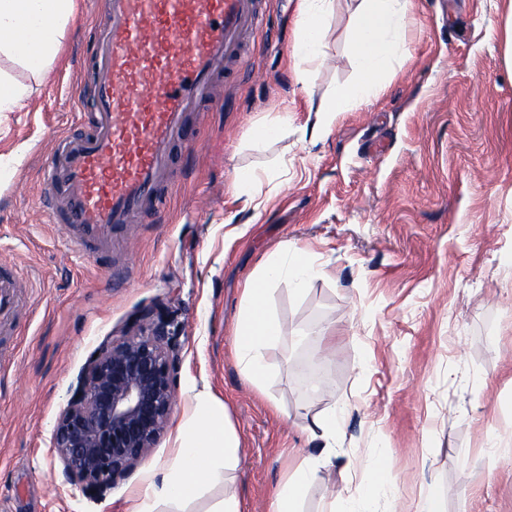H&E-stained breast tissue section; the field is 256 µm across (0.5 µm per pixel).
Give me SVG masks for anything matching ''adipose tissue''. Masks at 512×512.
Here are the masks:
<instances>
[{"instance_id": "ef3b65f1", "label": "adipose tissue", "mask_w": 512, "mask_h": 512, "mask_svg": "<svg viewBox=\"0 0 512 512\" xmlns=\"http://www.w3.org/2000/svg\"><path fill=\"white\" fill-rule=\"evenodd\" d=\"M75 0H0V60L28 73L32 81L46 83L66 37ZM412 0H358L350 31V59L354 81L339 87L317 109L311 130L323 138L345 112H354L383 92L381 77L406 41L407 17ZM335 0H296L294 64L302 87H309L311 67L323 56L324 29ZM316 273L309 255L294 246L280 248L259 267L234 327L235 357L255 390H263L271 367L267 350L288 333L267 311L272 284L289 279L304 291ZM318 452L302 454L276 494L273 512H299L303 491L322 467L338 454L339 425L335 415L316 416L309 428ZM174 451L163 464L144 467L142 483L133 489L127 512H153L157 502L177 503L211 485H223L224 495L209 512H242L232 474L239 465L241 441L228 409L209 391L189 390L184 416L174 438Z\"/></svg>"}]
</instances>
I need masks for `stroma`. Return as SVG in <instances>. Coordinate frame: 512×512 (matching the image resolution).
<instances>
[{"instance_id": "obj_1", "label": "stroma", "mask_w": 512, "mask_h": 512, "mask_svg": "<svg viewBox=\"0 0 512 512\" xmlns=\"http://www.w3.org/2000/svg\"><path fill=\"white\" fill-rule=\"evenodd\" d=\"M355 0H335L325 64L302 92L293 64L294 0H271L250 75L224 84L205 152L177 148L181 176L164 216L147 213L127 251L77 259L36 209L54 131L93 110L84 71L107 0H75L47 84L23 112H0V262L22 275L25 308L0 335V512H126L133 473L103 499L66 484L50 451L55 423L99 345L165 305L180 344L177 401L149 457L173 451L190 388L225 403L244 447L234 483L245 512H271L318 414L344 409L341 451L301 512L359 503L377 460L373 512H512V0H413L410 57L384 91L331 132L309 131L322 98L353 81ZM286 134L260 143L282 111ZM254 170L262 212L234 193ZM244 228L229 241L225 232ZM318 270L302 293L276 285L268 310L288 331L266 353L265 393L245 379L233 327L244 290L281 242ZM336 322L331 349L317 336ZM320 374L321 391L310 378Z\"/></svg>"}]
</instances>
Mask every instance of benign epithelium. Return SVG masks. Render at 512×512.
Here are the masks:
<instances>
[{"mask_svg":"<svg viewBox=\"0 0 512 512\" xmlns=\"http://www.w3.org/2000/svg\"><path fill=\"white\" fill-rule=\"evenodd\" d=\"M179 361L157 307L142 312L136 330L99 347L51 438L66 483L101 498L151 455L170 420Z\"/></svg>","mask_w":512,"mask_h":512,"instance_id":"obj_1","label":"benign epithelium"}]
</instances>
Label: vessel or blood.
Listing matches in <instances>:
<instances>
[{
    "label": "vessel or blood",
    "mask_w": 512,
    "mask_h": 512,
    "mask_svg": "<svg viewBox=\"0 0 512 512\" xmlns=\"http://www.w3.org/2000/svg\"><path fill=\"white\" fill-rule=\"evenodd\" d=\"M266 9L264 0H108L92 61L95 113L56 140L41 169L42 216L72 252H111L113 237L165 208L190 115L222 111L217 83L246 63ZM19 286L0 268V328L14 327Z\"/></svg>",
    "instance_id": "obj_1"
}]
</instances>
